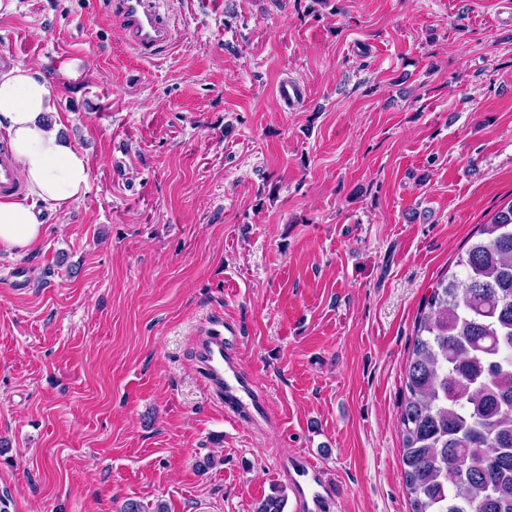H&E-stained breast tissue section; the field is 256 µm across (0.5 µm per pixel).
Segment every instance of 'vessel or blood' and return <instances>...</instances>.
<instances>
[{
	"label": "vessel or blood",
	"instance_id": "1",
	"mask_svg": "<svg viewBox=\"0 0 512 512\" xmlns=\"http://www.w3.org/2000/svg\"><path fill=\"white\" fill-rule=\"evenodd\" d=\"M114 13L138 52L153 54L169 44L172 31L154 0H115ZM18 191L16 164L8 152L0 151V196ZM234 344V337L220 333L206 337L197 346L195 358L208 388L223 401L227 419L235 422L245 414L257 427L267 418L268 398L242 370ZM275 469L292 486L297 512H330L339 489L309 454L278 457Z\"/></svg>",
	"mask_w": 512,
	"mask_h": 512
}]
</instances>
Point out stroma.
<instances>
[{
	"label": "stroma",
	"instance_id": "stroma-1",
	"mask_svg": "<svg viewBox=\"0 0 512 512\" xmlns=\"http://www.w3.org/2000/svg\"><path fill=\"white\" fill-rule=\"evenodd\" d=\"M156 4L173 41L150 58L111 0L0 12V68L56 80L91 171L39 248L0 251L9 512H252L302 451L339 485L331 512H410L416 320L512 201V0ZM227 324L268 395L257 431L194 360Z\"/></svg>",
	"mask_w": 512,
	"mask_h": 512
}]
</instances>
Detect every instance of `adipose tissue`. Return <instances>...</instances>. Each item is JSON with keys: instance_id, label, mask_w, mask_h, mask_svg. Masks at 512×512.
Segmentation results:
<instances>
[{"instance_id": "obj_1", "label": "adipose tissue", "mask_w": 512, "mask_h": 512, "mask_svg": "<svg viewBox=\"0 0 512 512\" xmlns=\"http://www.w3.org/2000/svg\"><path fill=\"white\" fill-rule=\"evenodd\" d=\"M52 81L40 68L0 69V133L25 187L23 198L0 199V249L29 252L43 240L42 210L58 211L82 199L89 188L87 156L53 121Z\"/></svg>"}]
</instances>
